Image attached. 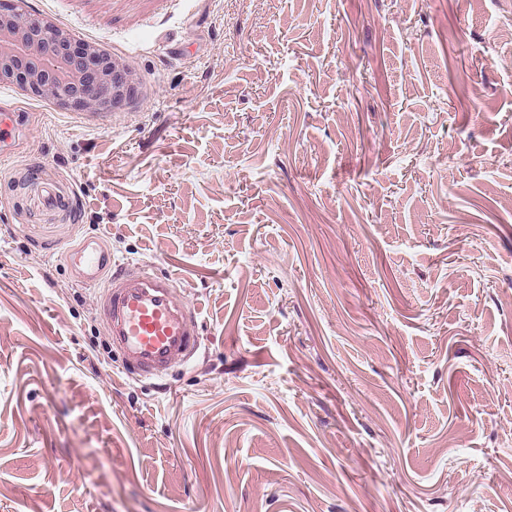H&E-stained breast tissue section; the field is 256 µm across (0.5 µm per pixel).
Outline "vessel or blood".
Here are the masks:
<instances>
[{
	"mask_svg": "<svg viewBox=\"0 0 512 512\" xmlns=\"http://www.w3.org/2000/svg\"><path fill=\"white\" fill-rule=\"evenodd\" d=\"M69 255L80 283L98 291L105 334L127 374L160 378L189 360L200 336L196 312L170 276L113 259L95 238Z\"/></svg>",
	"mask_w": 512,
	"mask_h": 512,
	"instance_id": "b4317fda",
	"label": "vessel or blood"
}]
</instances>
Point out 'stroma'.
Listing matches in <instances>:
<instances>
[{"label": "stroma", "instance_id": "35a3bbf8", "mask_svg": "<svg viewBox=\"0 0 512 512\" xmlns=\"http://www.w3.org/2000/svg\"><path fill=\"white\" fill-rule=\"evenodd\" d=\"M25 7L138 92L0 86V512H512V0ZM89 235L196 304L167 377ZM78 281L98 292V311L113 352L129 375L154 379L186 363L198 347L194 306L174 280L144 265L115 260L97 238L70 250ZM102 285V286H101Z\"/></svg>", "mask_w": 512, "mask_h": 512}]
</instances>
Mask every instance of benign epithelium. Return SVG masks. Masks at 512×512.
Here are the masks:
<instances>
[{
    "label": "benign epithelium",
    "mask_w": 512,
    "mask_h": 512,
    "mask_svg": "<svg viewBox=\"0 0 512 512\" xmlns=\"http://www.w3.org/2000/svg\"><path fill=\"white\" fill-rule=\"evenodd\" d=\"M0 83L90 112L115 110L138 90L126 64L47 18L26 14L20 0H0Z\"/></svg>",
    "instance_id": "1"
}]
</instances>
